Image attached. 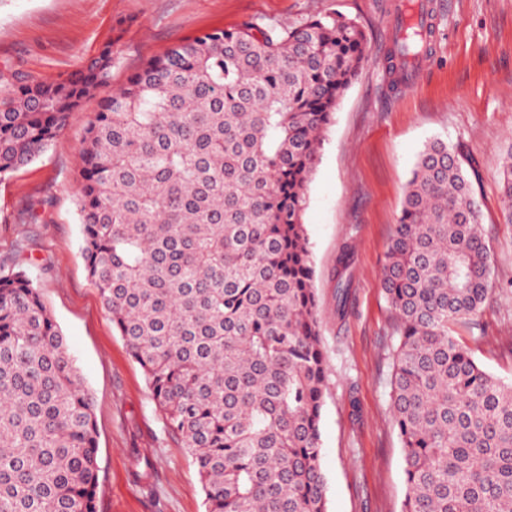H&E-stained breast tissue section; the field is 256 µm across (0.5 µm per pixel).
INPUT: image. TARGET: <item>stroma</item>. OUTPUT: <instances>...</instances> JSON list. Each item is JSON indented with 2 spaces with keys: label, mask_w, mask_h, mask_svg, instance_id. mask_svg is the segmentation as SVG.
<instances>
[{
  "label": "stroma",
  "mask_w": 512,
  "mask_h": 512,
  "mask_svg": "<svg viewBox=\"0 0 512 512\" xmlns=\"http://www.w3.org/2000/svg\"><path fill=\"white\" fill-rule=\"evenodd\" d=\"M430 50L413 82L391 87L386 53L401 0H0V93L79 70L103 44L110 78L47 150L0 181V261L34 267L36 285L93 397L98 512H205L197 469L169 434L144 373L102 307L79 254L81 143L102 99L152 56L200 32L260 19L296 26L329 11L355 19L370 55L325 131L304 214L327 362L320 423L328 512H401L403 450L392 419L394 312L385 253L418 154L460 146L492 255L478 317L451 334L486 371L512 382V224L501 156L512 147V0H428ZM350 245L351 304L336 316V259ZM151 469H143L142 459Z\"/></svg>",
  "instance_id": "1"
}]
</instances>
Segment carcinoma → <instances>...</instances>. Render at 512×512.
I'll use <instances>...</instances> for the list:
<instances>
[{
    "label": "carcinoma",
    "mask_w": 512,
    "mask_h": 512,
    "mask_svg": "<svg viewBox=\"0 0 512 512\" xmlns=\"http://www.w3.org/2000/svg\"><path fill=\"white\" fill-rule=\"evenodd\" d=\"M397 22L389 70L422 58ZM353 19L251 21L148 59L85 128L79 254L206 512H327L326 388L303 216L325 129L368 57ZM112 69V44L51 83L0 94V181L44 152ZM460 151L427 144L382 288L398 317L390 380L401 512H512V384L449 335L477 315L492 257ZM512 224V149L502 165ZM351 252L336 264L349 305ZM92 397L30 271L0 265V512H97Z\"/></svg>",
    "instance_id": "1"
}]
</instances>
